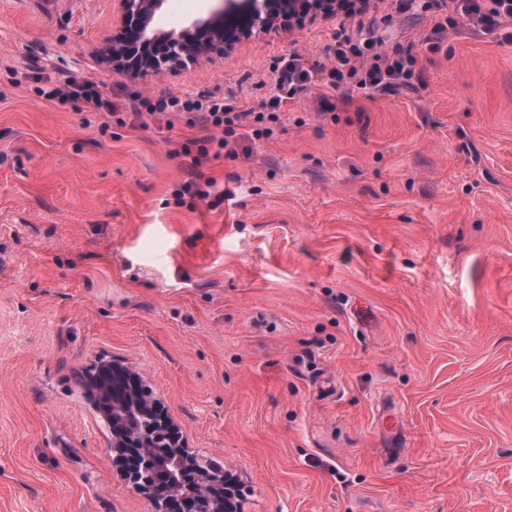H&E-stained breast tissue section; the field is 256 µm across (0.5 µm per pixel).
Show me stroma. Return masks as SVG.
<instances>
[{
    "label": "stroma",
    "mask_w": 512,
    "mask_h": 512,
    "mask_svg": "<svg viewBox=\"0 0 512 512\" xmlns=\"http://www.w3.org/2000/svg\"><path fill=\"white\" fill-rule=\"evenodd\" d=\"M368 10L237 40L145 81L97 59L116 0H0V512H151L87 399L137 374L245 512H512V42L452 6ZM215 0H165L179 29ZM412 51V86L311 83L270 135L193 166L178 115L48 100L267 101L336 34ZM227 199L179 195L192 175ZM93 81L78 82L75 79L68 80L63 87H53L48 91L41 89L43 96L48 99H78L83 100L91 109L114 115L117 112L115 102L104 98L97 90Z\"/></svg>",
    "instance_id": "35a3bbf8"
}]
</instances>
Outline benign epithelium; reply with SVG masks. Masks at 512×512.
Listing matches in <instances>:
<instances>
[{"label": "benign epithelium", "instance_id": "7a95c632", "mask_svg": "<svg viewBox=\"0 0 512 512\" xmlns=\"http://www.w3.org/2000/svg\"><path fill=\"white\" fill-rule=\"evenodd\" d=\"M120 23L125 37L99 53L102 64L112 72L144 79L160 76L185 61L213 60L224 56L230 40L224 36L227 18L240 12L239 0H217L210 13L193 20L179 30H162L152 22L165 0H117ZM328 0H248L247 24L241 33L250 35L254 29L277 28L287 16L325 12ZM88 396L105 423L112 429V465L135 492L147 498L153 512H165L167 501L156 494L157 470L169 474L168 493L180 496L189 493L197 501V512H244L240 483L224 466L208 467V461L191 453L176 454L160 460L152 438L139 430L124 414L121 406L112 403V416L106 415L104 402L111 394L110 386L96 382L86 386ZM150 411L169 443L183 447L180 429L160 412V406L147 390L132 391Z\"/></svg>", "mask_w": 512, "mask_h": 512}]
</instances>
